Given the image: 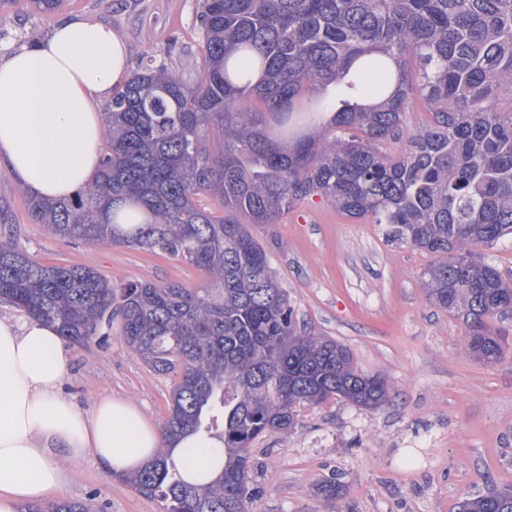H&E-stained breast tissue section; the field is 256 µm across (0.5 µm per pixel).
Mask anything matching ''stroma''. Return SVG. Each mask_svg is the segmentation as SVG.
Segmentation results:
<instances>
[{
    "label": "stroma",
    "mask_w": 512,
    "mask_h": 512,
    "mask_svg": "<svg viewBox=\"0 0 512 512\" xmlns=\"http://www.w3.org/2000/svg\"><path fill=\"white\" fill-rule=\"evenodd\" d=\"M197 0H65L55 14L0 6L11 46L50 31L56 20L94 17L118 30L130 70L156 59L189 85L203 74ZM28 193L0 166V226L46 265L86 266L106 279L207 287L185 261L124 245L69 241L33 223ZM301 323L353 352L359 368L385 375L392 403L367 412L341 400L302 408L298 426L263 435L251 450L259 496L251 512H459L464 499L512 486V317L500 321L501 363L465 350V327L435 308L421 283L430 255L387 242L381 226L352 219L313 197L279 223L254 230ZM172 376L153 371L112 329L106 343L68 349L60 391L90 410L112 395L162 425ZM341 473L348 490L327 504L313 487ZM61 499L92 512H165L158 499L86 457Z\"/></svg>",
    "instance_id": "obj_1"
}]
</instances>
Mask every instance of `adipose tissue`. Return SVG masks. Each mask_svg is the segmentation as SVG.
Listing matches in <instances>:
<instances>
[{
    "mask_svg": "<svg viewBox=\"0 0 512 512\" xmlns=\"http://www.w3.org/2000/svg\"><path fill=\"white\" fill-rule=\"evenodd\" d=\"M128 76L124 38L91 17L1 50L0 165L39 198L75 197L98 167L103 105ZM67 363L49 324L0 319V512L62 492L86 454L117 476L158 454L162 434L135 404L104 396L85 413L61 396ZM223 457L222 446L185 440L175 460L202 483Z\"/></svg>",
    "mask_w": 512,
    "mask_h": 512,
    "instance_id": "adipose-tissue-1",
    "label": "adipose tissue"
}]
</instances>
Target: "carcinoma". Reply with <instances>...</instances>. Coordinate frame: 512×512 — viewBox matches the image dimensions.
Returning <instances> with one entry per match:
<instances>
[{
  "instance_id": "cac0c4a2",
  "label": "carcinoma",
  "mask_w": 512,
  "mask_h": 512,
  "mask_svg": "<svg viewBox=\"0 0 512 512\" xmlns=\"http://www.w3.org/2000/svg\"><path fill=\"white\" fill-rule=\"evenodd\" d=\"M13 2L49 15L63 0ZM197 21L202 79L189 86L162 61L141 65L107 106L92 185L56 203L32 197L28 209L64 239L181 259L212 287L44 265L9 232L0 300L78 347L120 318L127 346L175 377L164 436L224 448L210 484L186 481L165 448L131 476L135 489L165 512H250L257 438L294 429L304 406L339 398L374 411L390 394L348 347L300 324L253 227L314 196L383 226L388 242L435 257L426 297L466 326L470 355L503 360L493 321L512 312V280L474 248L512 234V107H496L512 96V0H200ZM330 86L342 99L321 95ZM356 90L385 102L354 103ZM416 100L428 119L409 132ZM201 195L224 212L200 207ZM315 493L333 503L346 485L334 474ZM462 508L512 512V489ZM23 512L90 508L62 500Z\"/></svg>"
}]
</instances>
